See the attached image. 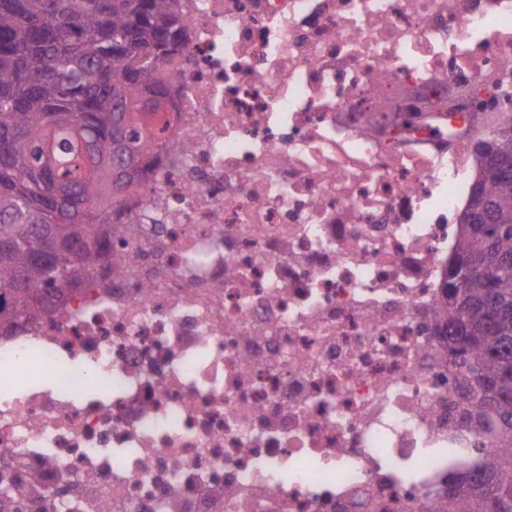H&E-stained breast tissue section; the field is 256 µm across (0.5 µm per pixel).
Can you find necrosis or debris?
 Returning a JSON list of instances; mask_svg holds the SVG:
<instances>
[{"label": "necrosis or debris", "mask_w": 512, "mask_h": 512, "mask_svg": "<svg viewBox=\"0 0 512 512\" xmlns=\"http://www.w3.org/2000/svg\"><path fill=\"white\" fill-rule=\"evenodd\" d=\"M112 265L0 326V512H419L493 417L448 365L512 0H172Z\"/></svg>", "instance_id": "necrosis-or-debris-1"}]
</instances>
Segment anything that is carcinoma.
Segmentation results:
<instances>
[{
    "label": "carcinoma",
    "mask_w": 512,
    "mask_h": 512,
    "mask_svg": "<svg viewBox=\"0 0 512 512\" xmlns=\"http://www.w3.org/2000/svg\"><path fill=\"white\" fill-rule=\"evenodd\" d=\"M168 0H0V292L12 317L111 265L99 233L111 189L155 146L124 126L157 83L175 44ZM89 160L92 175L59 170L49 148ZM484 179L471 198L448 272V361L470 399L498 419V448L479 474L448 480L428 512H512V145L482 143Z\"/></svg>",
    "instance_id": "1"
}]
</instances>
